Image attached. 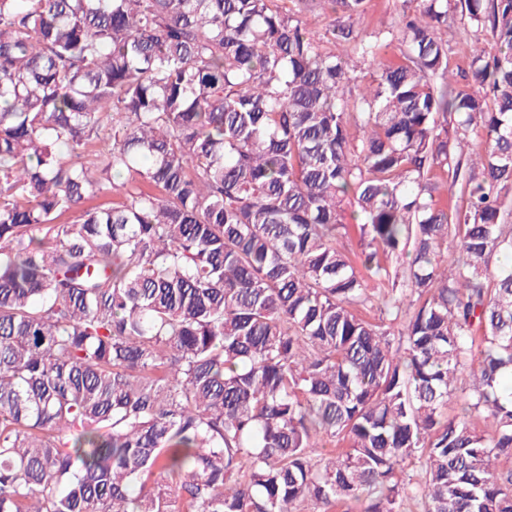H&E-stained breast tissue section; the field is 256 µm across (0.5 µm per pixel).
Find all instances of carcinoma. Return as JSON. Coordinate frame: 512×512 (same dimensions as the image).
I'll return each instance as SVG.
<instances>
[{"label": "carcinoma", "mask_w": 512, "mask_h": 512, "mask_svg": "<svg viewBox=\"0 0 512 512\" xmlns=\"http://www.w3.org/2000/svg\"><path fill=\"white\" fill-rule=\"evenodd\" d=\"M365 3L0 0V512H512V0ZM417 8V0H368L365 12L357 19V27L367 39L373 37L379 29L389 31L384 33L382 40L391 43L390 47L383 50L374 61L371 58L363 60L352 50L351 47L336 42V48L331 44H325L327 50H331L345 58L349 62L350 81L342 88L345 98H355L361 87L366 83L374 72L378 61L390 59L398 53L397 37L400 31V23L404 13H412ZM457 0H448V27H442L439 36L447 45L448 66L454 72L455 90L469 89L471 87V57L469 44L472 37L471 28L463 26L454 17Z\"/></svg>", "instance_id": "obj_1"}]
</instances>
